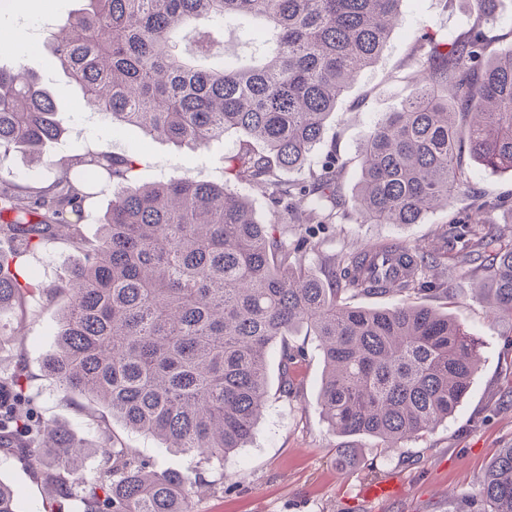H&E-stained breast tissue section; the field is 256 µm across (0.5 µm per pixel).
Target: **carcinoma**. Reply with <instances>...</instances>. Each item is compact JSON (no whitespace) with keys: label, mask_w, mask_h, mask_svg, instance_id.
I'll return each instance as SVG.
<instances>
[{"label":"carcinoma","mask_w":512,"mask_h":512,"mask_svg":"<svg viewBox=\"0 0 512 512\" xmlns=\"http://www.w3.org/2000/svg\"><path fill=\"white\" fill-rule=\"evenodd\" d=\"M404 0H87L47 44L84 99L113 125L198 147L234 133L225 183L182 177L133 184L137 159L107 148L72 146L46 164L57 169L18 182L0 174V311L34 292L23 265L67 229L82 260L63 269L57 291L68 306L44 371L64 392L112 411L126 427L208 466L252 438L268 401L269 350L279 347V396L296 393L291 372L304 328L324 369L319 406L340 436H367L397 448L432 432L468 393L478 341L448 314L408 302L446 295L438 271L481 275L479 294L497 318L512 320V225L486 228L474 213L441 228L437 245L416 253L410 277L394 284L360 274L367 255L327 237L351 212L365 224H416L470 192L463 163L512 171V51L494 53L485 24L497 0H473L481 19L461 37L428 31L403 106L361 139V179L341 192L345 162L315 157L337 102L374 64L395 31ZM247 16L251 62L217 61L215 32ZM190 39L191 49L180 43ZM54 95L39 76L0 67V163L61 141ZM309 166L308 177L284 170ZM261 186L273 212L291 223L259 222L229 184ZM112 187L87 242L82 224L98 185ZM318 255L323 277L305 259ZM392 294L390 308L351 305ZM0 449L77 502L79 512H193L194 475L159 470L127 448L103 449L105 471L73 479L93 450L84 439L39 420L27 375L0 378ZM485 512H512V445L499 449L480 480ZM0 512H19L0 481Z\"/></svg>","instance_id":"1"}]
</instances>
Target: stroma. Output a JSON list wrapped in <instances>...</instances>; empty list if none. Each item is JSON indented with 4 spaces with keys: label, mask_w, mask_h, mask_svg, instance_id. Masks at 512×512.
<instances>
[{
    "label": "stroma",
    "mask_w": 512,
    "mask_h": 512,
    "mask_svg": "<svg viewBox=\"0 0 512 512\" xmlns=\"http://www.w3.org/2000/svg\"><path fill=\"white\" fill-rule=\"evenodd\" d=\"M83 6L84 0H6L0 6V67L26 66L55 91L63 142L92 148L105 145L116 154L138 153L143 163L136 172L137 184L187 176L223 183L224 156L236 150L237 135L192 148L151 138L135 126L112 125L88 106L78 87L69 84L47 49L46 36L29 46L25 58L7 50L17 19L38 29L44 17L60 22ZM475 20L470 0H405L400 26L378 60L339 101L326 126L325 141L335 142L346 163L345 194H352L360 180L357 147L362 136L385 113L399 109L407 95L405 78L416 67L414 45L422 30L454 37L465 33ZM470 167L471 194L453 208L430 212L416 224H363L347 219L337 225L331 249L382 242L425 248L441 225L469 213L472 199L512 194V171L492 172L475 161ZM74 258V252L59 240L28 256L27 267L35 272L42 291L24 307L0 315L6 328L5 335H0V374H9L17 362H25L39 416L92 440L96 432L89 401L77 393L63 394L42 369L45 356L55 347V326L67 305L66 297L54 293L53 287L64 264ZM448 289L454 295L450 302L431 294L415 297L418 303L448 312L481 341L480 367L470 391L448 420L390 451L371 438L355 439L362 467L337 461L341 438L319 406L321 354L313 337L298 334L296 343L307 348L293 373L298 397L285 401L270 396L252 440L225 460L223 470L206 471V479L223 478V486L193 488V512H480L479 478L498 450L512 444V322L493 320L472 280L449 275ZM106 423L118 447L133 449L158 468L188 473L197 467L196 457L163 449L158 441L128 429L119 419L110 417ZM0 480L17 491L20 512H74V501L50 496L44 480L1 451ZM380 480L392 481L395 495L364 500L362 487Z\"/></svg>",
    "instance_id": "35a3bbf8"
}]
</instances>
